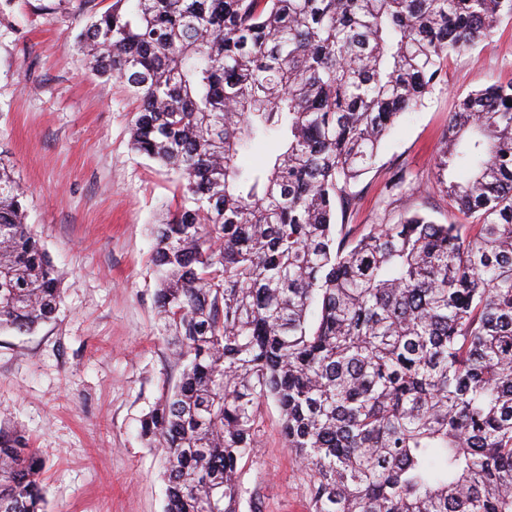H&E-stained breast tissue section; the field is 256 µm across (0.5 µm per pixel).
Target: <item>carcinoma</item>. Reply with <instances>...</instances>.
I'll return each instance as SVG.
<instances>
[{"mask_svg":"<svg viewBox=\"0 0 512 512\" xmlns=\"http://www.w3.org/2000/svg\"><path fill=\"white\" fill-rule=\"evenodd\" d=\"M512 0H113L77 36L137 102L130 145L175 182L154 225L161 330L183 365L143 421L166 512H239L261 406L312 512H512V81L448 116L414 211L336 224L381 142ZM284 151L243 167L271 134ZM0 152V329L62 302ZM45 462L0 431V512H45Z\"/></svg>","mask_w":512,"mask_h":512,"instance_id":"obj_1","label":"carcinoma"}]
</instances>
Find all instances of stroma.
<instances>
[{"mask_svg":"<svg viewBox=\"0 0 512 512\" xmlns=\"http://www.w3.org/2000/svg\"><path fill=\"white\" fill-rule=\"evenodd\" d=\"M110 3L0 0V148L63 291L54 317L33 332L0 329V429L25 435L45 460L47 512H164L161 454L141 439L140 421L182 371L157 331L150 262L171 177L132 151L133 100L91 73L75 44L84 18ZM511 81L507 18L489 45L449 59L422 106L398 122L352 187L350 223L393 224L414 210L461 223L431 187L448 115L468 93ZM400 168L421 193L388 192ZM240 469V512H309L308 475L273 403Z\"/></svg>","mask_w":512,"mask_h":512,"instance_id":"obj_1","label":"stroma"}]
</instances>
